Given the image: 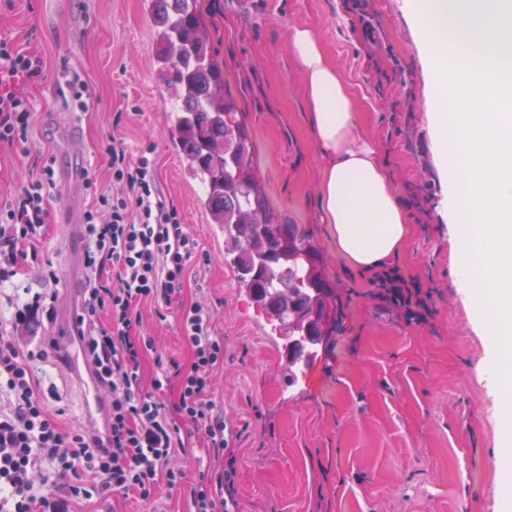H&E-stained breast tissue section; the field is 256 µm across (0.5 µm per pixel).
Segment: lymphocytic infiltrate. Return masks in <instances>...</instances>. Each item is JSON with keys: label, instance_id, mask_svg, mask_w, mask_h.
Segmentation results:
<instances>
[{"label": "lymphocytic infiltrate", "instance_id": "lymphocytic-infiltrate-1", "mask_svg": "<svg viewBox=\"0 0 512 512\" xmlns=\"http://www.w3.org/2000/svg\"><path fill=\"white\" fill-rule=\"evenodd\" d=\"M44 65L42 56L0 38L1 146L26 144L34 108L17 86L39 77ZM108 153L112 188L96 193L85 213L87 286L74 319L79 344L107 393V433L64 429L46 410L30 362L58 346L35 341L18 295H7L15 313L0 317V396L7 399L0 408V512H72L77 500L109 494L155 501L161 491L180 490L185 471L177 450L189 437L210 452L191 489L193 512H227L236 456L232 432L213 399L224 340L214 334L211 308L181 299L197 243L159 188L151 150L131 153L116 138ZM53 186L54 171L46 166L21 192L0 201V288L45 237ZM370 283L407 323L431 316L430 290L399 267L375 273ZM147 302L177 308L192 348L189 363L158 353L154 338L141 335ZM104 311L111 319L106 328L98 324ZM150 351L156 370L146 383L140 367Z\"/></svg>", "mask_w": 512, "mask_h": 512}]
</instances>
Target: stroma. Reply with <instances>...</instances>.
I'll return each instance as SVG.
<instances>
[{
	"label": "stroma",
	"instance_id": "obj_1",
	"mask_svg": "<svg viewBox=\"0 0 512 512\" xmlns=\"http://www.w3.org/2000/svg\"><path fill=\"white\" fill-rule=\"evenodd\" d=\"M200 10L224 83L253 133L256 175L289 223L312 233L346 304L342 329L305 374L289 380L287 341L239 288L224 234L172 147L173 99L156 76L150 0H14L0 10V38L47 65L24 88L35 105L25 149L0 150V198L19 193L44 164L59 169L77 157L96 182L78 192L86 211L94 190L111 187L112 134L133 150L154 146L159 184L198 244L183 300L211 307L224 339L214 398L235 434V512H496L502 434L480 379L494 352L483 317L458 286L425 47L412 18L401 0H200ZM296 25L319 35L353 98L358 131L384 157L411 227L392 263L431 290L425 324L406 323L375 297L369 272L351 270L317 221L321 159L288 41ZM75 73L92 92L84 112L73 108L67 86ZM54 112L77 122L79 144L48 126ZM85 245V234L49 224L36 263L13 280L40 291L35 270L52 266L54 316L38 315L32 326L63 347ZM141 312L142 331L157 338L159 351L189 362L176 315L159 316L150 304ZM33 372L49 408L64 409L66 428L88 425L70 364L37 361Z\"/></svg>",
	"mask_w": 512,
	"mask_h": 512
}]
</instances>
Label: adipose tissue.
<instances>
[{"mask_svg": "<svg viewBox=\"0 0 512 512\" xmlns=\"http://www.w3.org/2000/svg\"><path fill=\"white\" fill-rule=\"evenodd\" d=\"M289 45L304 79L310 132L323 157L321 221L351 268L371 269L399 251L410 232L407 214L380 152L357 136L352 99L319 37L296 26Z\"/></svg>", "mask_w": 512, "mask_h": 512, "instance_id": "obj_1", "label": "adipose tissue"}]
</instances>
